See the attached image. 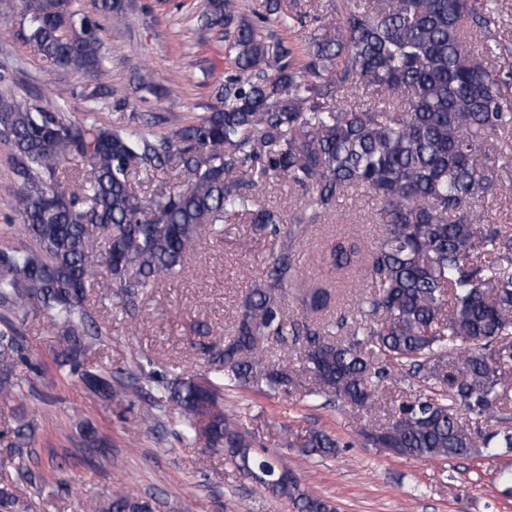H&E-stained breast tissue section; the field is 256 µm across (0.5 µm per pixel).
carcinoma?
<instances>
[{
  "instance_id": "1",
  "label": "carcinoma",
  "mask_w": 512,
  "mask_h": 512,
  "mask_svg": "<svg viewBox=\"0 0 512 512\" xmlns=\"http://www.w3.org/2000/svg\"><path fill=\"white\" fill-rule=\"evenodd\" d=\"M498 0H334L339 26L308 42L303 61L283 40L264 36L270 20L290 28L301 19L264 0L257 19L237 14L235 0H204L206 26L233 28L236 74L222 84L221 104L163 137L139 126L109 128L95 117L25 107L0 95V138L13 150L18 186L13 209L32 244L0 249V402L23 397L11 380L28 361L18 325L42 316L64 340L58 365L110 405L148 399L144 421L164 417L188 448L203 444L263 490L298 512H336L283 466L259 450L224 413V391L295 387L307 395L370 414L383 410L390 368L409 367L425 386L402 400L384 424L364 425L362 442L418 460L475 459L501 434L460 422L465 412L503 425L512 421V230L484 223L476 202L512 180V98L502 88L512 72L494 65L501 44L490 24ZM26 40L51 69L94 79L102 67L98 23L76 17L69 0H22ZM64 157L87 163L76 191L64 189ZM174 168L180 189L147 198L136 177ZM286 181L303 191L302 214L288 227L266 278L243 296L231 336L211 352L207 386L193 376H167L134 358L127 379L93 371L88 355L101 341L94 319V282L117 288L131 327L139 304L160 278L181 273L202 229L244 217L255 230L278 235L281 216L261 205L258 188ZM352 190L370 193L383 228L371 248L338 237L319 256L322 281L300 289L304 314L288 318L282 297L296 284L293 242L305 225L330 214ZM102 240L104 271L88 262ZM373 291L359 318L317 317L331 289L358 273ZM277 344L283 360L268 358ZM295 354L300 366L286 362ZM35 428L15 429L20 452ZM340 442L312 431L309 456L329 457ZM156 500L117 489L100 512H154Z\"/></svg>"
}]
</instances>
